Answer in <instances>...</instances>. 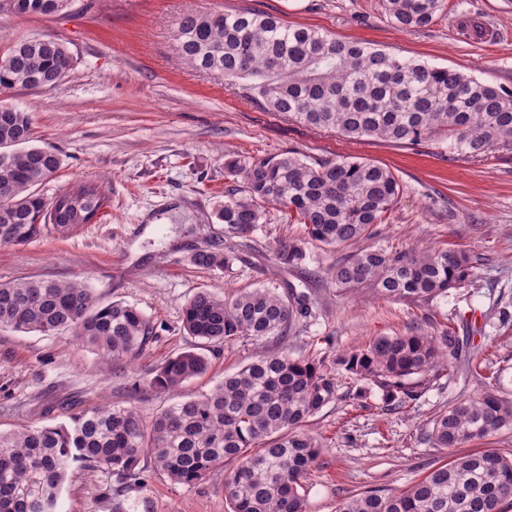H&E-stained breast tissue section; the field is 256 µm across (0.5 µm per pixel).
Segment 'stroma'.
<instances>
[{
    "instance_id": "stroma-1",
    "label": "stroma",
    "mask_w": 512,
    "mask_h": 512,
    "mask_svg": "<svg viewBox=\"0 0 512 512\" xmlns=\"http://www.w3.org/2000/svg\"><path fill=\"white\" fill-rule=\"evenodd\" d=\"M238 8L512 89V0H445L431 25L410 31L390 21L382 0H75L62 17L0 12V52L20 40L54 35L75 61L56 88L0 94V101L30 113L32 145L61 159L38 194L49 201L78 182L94 181L110 199L97 223L0 246V283L79 280L98 302L137 307L153 329L140 353L105 364L71 332L0 328V432L29 423L54 426L68 413L105 402L152 417L172 398L145 387L147 375L187 350L206 355L208 369L184 383L181 397L211 390L256 351L280 344L273 337L238 339L211 351L184 333L186 303L205 289L220 294L265 285L307 298L311 315L288 337L296 358L329 362L338 351L414 326L470 341L466 360L450 362L447 376L396 410H385L375 387L365 398H349L348 381L337 376L338 399L309 424L324 450L304 485L308 512H336L346 498L369 489L405 488L455 452L493 449L512 456V426L455 451L427 438L432 419L448 404L492 384L512 398V150L471 158L449 149L444 138L416 146L348 140L262 109L242 87L225 85L222 74L186 68L172 40L178 19ZM288 152L389 168L401 191L371 245L465 251L476 262L473 283L420 306L365 293L339 295L322 272L340 252L314 248L305 265L279 263L277 242L302 237L304 227L274 207L248 237H226L214 217L228 184L225 158L247 162ZM201 250H230L234 260L225 270L200 269L189 258ZM142 467L146 485L120 497L110 492L116 477L76 467L61 512H229L223 471L181 485L151 460Z\"/></svg>"
}]
</instances>
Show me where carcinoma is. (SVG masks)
<instances>
[{"mask_svg":"<svg viewBox=\"0 0 512 512\" xmlns=\"http://www.w3.org/2000/svg\"><path fill=\"white\" fill-rule=\"evenodd\" d=\"M444 0H384L401 29L430 25ZM73 0H0L18 15L61 16ZM176 50L196 71H218L227 84L247 82V97L270 112L349 139L379 138L419 145L444 133L450 147L471 156L512 146V91L463 72L399 57L358 40L342 41L310 26H291L254 9L199 11L180 17ZM73 68L54 36L14 43L0 58V93L52 89ZM29 112L0 103V246L21 245L52 228L59 233L96 220L106 196L83 182L47 201L36 186L59 169V156L30 146ZM230 186L216 210L228 237L250 234L275 205L305 227L302 239L277 243V260L297 266L308 245L345 248L327 269L336 292L362 287L376 296L415 305L463 288L473 277L465 252L397 250L365 244L401 190L395 174L374 163L341 158L309 162L290 152L249 162L225 160ZM231 256L198 251L190 263L229 267ZM298 298L266 286L218 295L200 291L186 304L182 327L215 347L237 339L276 337L288 342L306 315ZM0 326L21 332L68 329L105 359L132 356L151 339L140 310L122 301L102 304L80 282L28 279L0 284ZM467 344L457 336L418 329L378 336L367 346L336 354L332 364L365 396L382 391L385 406L417 400L421 387L448 370ZM207 358L183 351L150 373L149 389L173 393L203 374ZM336 401V381L323 362L293 358L284 349L259 352L201 396L176 401L147 420L134 408L100 405L55 426L0 433V512H58L69 471L92 466L119 486L144 480L141 459L177 484L191 485L225 470L230 512H307L303 483L322 442L306 423ZM512 426V399L487 389L448 405L432 420L429 439L456 448ZM512 497V457L494 450L455 456L401 490H370L336 512H501Z\"/></svg>","mask_w":512,"mask_h":512,"instance_id":"obj_1","label":"carcinoma"}]
</instances>
